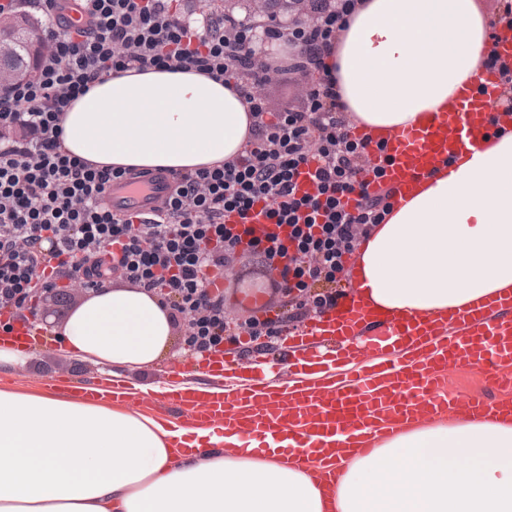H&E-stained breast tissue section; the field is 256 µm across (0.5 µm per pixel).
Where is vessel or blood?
<instances>
[{
	"label": "vessel or blood",
	"instance_id": "obj_1",
	"mask_svg": "<svg viewBox=\"0 0 512 512\" xmlns=\"http://www.w3.org/2000/svg\"><path fill=\"white\" fill-rule=\"evenodd\" d=\"M494 119L512 120V110L500 105L497 78L489 73L481 86L460 88L452 109L434 113L424 126L390 134L381 148L369 143L367 162L384 165L387 187L403 196L445 159L480 148ZM172 188L166 173L142 190L118 182L107 203L115 211L147 215ZM266 208L263 201L255 208L252 237L287 238V226L270 223ZM284 349L295 356L284 379L268 378L264 357L255 356L249 362L250 382L225 388L224 373L234 361L212 352L190 361L192 369L210 373L211 391L168 386L160 400L195 425L240 428L258 450L275 448L326 472L330 457L405 419L512 416V293L438 322L367 313L351 286L343 304L310 319L285 339ZM461 362L484 371L490 399L449 394L448 368Z\"/></svg>",
	"mask_w": 512,
	"mask_h": 512
}]
</instances>
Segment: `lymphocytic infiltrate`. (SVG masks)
Returning <instances> with one entry per match:
<instances>
[{
    "label": "lymphocytic infiltrate",
    "instance_id": "lymphocytic-infiltrate-1",
    "mask_svg": "<svg viewBox=\"0 0 512 512\" xmlns=\"http://www.w3.org/2000/svg\"><path fill=\"white\" fill-rule=\"evenodd\" d=\"M357 0H312L311 19L264 28L232 15L193 25L175 0H0V14L29 5L45 17L51 51L35 75L0 91V309L35 312L39 291L59 302L62 281L95 292L118 278L160 293L184 343L202 355L224 345L223 278L248 245L275 271L288 297L287 319L249 318V335H282L285 321L336 303L345 258L383 223L394 193L383 167L366 169L367 145L329 78L310 82L335 45ZM283 44L267 55L263 41ZM150 67L191 69L225 82L253 119L236 158L176 173L171 195L150 220L112 211L113 182L147 184L152 173L100 167L62 147L61 121L72 100L103 75ZM307 79L299 100L271 111L260 88L270 75ZM315 163L317 192L300 195L295 179ZM378 191H370V183ZM288 236L251 237L243 225L257 200ZM234 213L239 223L228 224Z\"/></svg>",
    "mask_w": 512,
    "mask_h": 512
}]
</instances>
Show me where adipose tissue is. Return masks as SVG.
Here are the masks:
<instances>
[{
  "label": "adipose tissue",
  "mask_w": 512,
  "mask_h": 512,
  "mask_svg": "<svg viewBox=\"0 0 512 512\" xmlns=\"http://www.w3.org/2000/svg\"><path fill=\"white\" fill-rule=\"evenodd\" d=\"M477 0H359L324 57L349 115L372 137L418 125L479 86L494 47ZM63 147L100 166L190 172L236 157L246 104L194 71L106 75L65 112ZM360 304L421 319L512 292V131L446 160L360 242ZM160 295L92 293L58 342L116 377L172 345ZM338 458L333 497L273 452L232 455L242 435L184 427L109 400L0 388V512H512V419L409 421ZM193 452L175 455V441Z\"/></svg>",
  "instance_id": "ef3b65f1"
}]
</instances>
